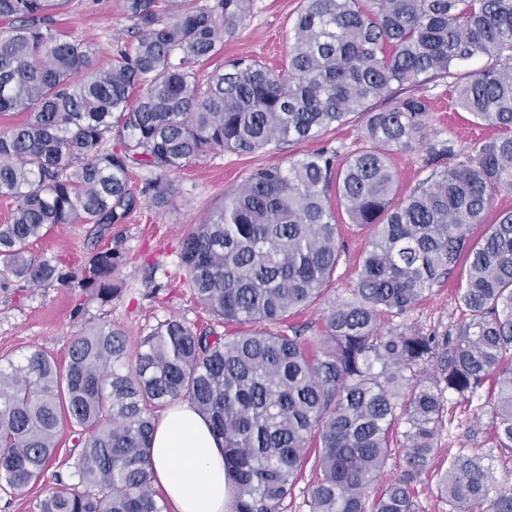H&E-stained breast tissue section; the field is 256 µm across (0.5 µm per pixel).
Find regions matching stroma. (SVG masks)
<instances>
[{
    "mask_svg": "<svg viewBox=\"0 0 512 512\" xmlns=\"http://www.w3.org/2000/svg\"><path fill=\"white\" fill-rule=\"evenodd\" d=\"M302 7V0H255L251 17L236 30L225 32L223 53L213 59L212 68L221 67L224 59L240 55L253 56L273 69L280 68L287 59L293 25ZM131 25L122 0H70L53 17L58 33L94 47L91 64L96 69L111 64L117 47L127 41ZM411 92L428 99L431 131L439 139L454 140L458 149L468 150L474 142L496 136L495 128L473 124L470 114L457 108L449 84L430 82L412 87ZM362 125V118L355 116L350 123L330 128L309 142L275 143L250 154L211 152L187 161L170 175L166 207L142 203L124 223L113 225L102 237L95 234L92 225L69 224L34 240L31 249L35 254L56 259L66 269L82 265L96 251L116 250L120 264L112 283L120 293L112 301L104 302L94 293L57 284L0 289V362L18 359L39 348L51 353L58 363H66L72 336L100 324L121 328L132 355L136 354L142 336L173 317L221 336L234 335L237 326L215 320L187 287L179 257L183 240L222 200L225 190L240 184L255 168L284 164L322 149L334 153L337 164H344L366 145ZM426 159V147L418 144L391 154L397 197L409 194L428 176ZM334 212L341 250L334 277L319 298L288 319L289 325L300 330L315 347L324 334L326 308L349 298L355 288L362 254L372 234L371 228L353 224L343 207H335ZM460 280V273H453L398 320L427 333L442 335L454 330L464 319L456 293ZM398 320L385 315L380 322L387 328ZM448 408L453 419L439 433V452L413 484L418 512H448L447 502L437 493L435 479L438 469L447 467L449 457L458 449L487 454L495 480H512V448L497 447L492 411H475L473 404L455 395L450 396ZM78 453L70 428H61L51 471L23 494L0 490V512H37V503L55 489L57 481H70L72 463Z\"/></svg>",
    "mask_w": 512,
    "mask_h": 512,
    "instance_id": "1",
    "label": "stroma"
}]
</instances>
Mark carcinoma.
<instances>
[{
  "label": "carcinoma",
  "instance_id": "cac0c4a2",
  "mask_svg": "<svg viewBox=\"0 0 512 512\" xmlns=\"http://www.w3.org/2000/svg\"><path fill=\"white\" fill-rule=\"evenodd\" d=\"M66 4L0 0L9 25L0 114H26L0 134V196L12 201L0 224V286L58 283L109 302L119 253L98 251L75 274L31 252V241L76 223L103 236L142 198L164 205L167 176L190 159L312 140L359 114L369 147L339 170L324 151L253 170L183 241L180 259L218 319L277 324L336 271L331 186L373 233L352 297L325 312L316 354L295 333L223 337L169 319L140 340L131 367L124 332L106 324L73 336L63 367L41 349L0 363L1 488L18 494L43 478L66 424L80 448L77 482L38 512H166L147 471L153 409L180 399L224 440L234 512H280L309 463L310 512H415L411 485L434 459L445 393L470 401L491 376L497 392L481 407H492L500 447H512V212L471 239L494 198L512 192V0H303L287 64L238 56L204 82L197 68L254 0H123L132 46L106 69L90 68L89 44L51 29ZM476 56L487 65L461 72ZM439 81L453 84L476 123L499 130L440 169L457 156L454 142L428 140L427 100L400 96ZM374 99L390 105L373 109ZM425 142L431 172L397 201L390 155ZM135 167L154 175L139 192L129 186ZM461 260L467 320L455 335L379 329L380 314L408 313ZM401 422L406 467L370 500ZM486 460L462 450L448 459L438 491L449 512H512V489L496 488Z\"/></svg>",
  "mask_w": 512,
  "mask_h": 512
}]
</instances>
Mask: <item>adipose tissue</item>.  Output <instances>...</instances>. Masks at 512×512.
Listing matches in <instances>:
<instances>
[{
	"instance_id": "1",
	"label": "adipose tissue",
	"mask_w": 512,
	"mask_h": 512,
	"mask_svg": "<svg viewBox=\"0 0 512 512\" xmlns=\"http://www.w3.org/2000/svg\"><path fill=\"white\" fill-rule=\"evenodd\" d=\"M224 442L188 400L169 405L151 440V481L171 512H234Z\"/></svg>"
}]
</instances>
